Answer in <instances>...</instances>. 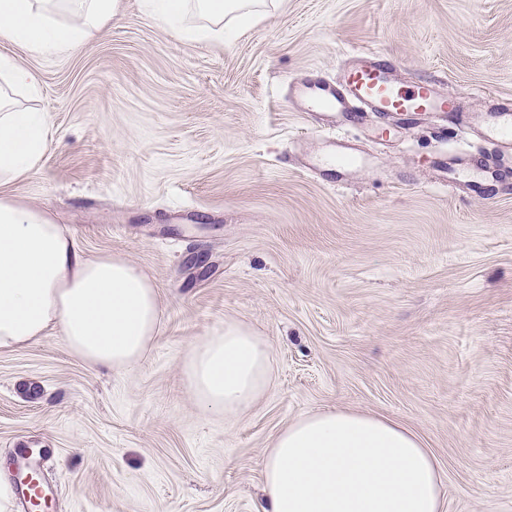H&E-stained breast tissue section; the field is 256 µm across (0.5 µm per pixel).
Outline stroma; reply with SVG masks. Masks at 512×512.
I'll return each mask as SVG.
<instances>
[{
	"label": "stroma",
	"mask_w": 512,
	"mask_h": 512,
	"mask_svg": "<svg viewBox=\"0 0 512 512\" xmlns=\"http://www.w3.org/2000/svg\"><path fill=\"white\" fill-rule=\"evenodd\" d=\"M371 50L472 114L512 102V0H276L232 42L175 38L119 0L71 55L34 56L39 169L12 183L87 256L153 277L162 322L133 371L88 365L59 331L0 351V478L37 470L47 512H256L266 453L340 408L418 433L445 512H512V175L469 187L493 145L433 113L324 163L291 81L336 80ZM454 170L446 183L445 167ZM236 320L268 338L273 382L236 422L204 412L181 363Z\"/></svg>",
	"instance_id": "35a3bbf8"
}]
</instances>
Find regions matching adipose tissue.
<instances>
[{"mask_svg": "<svg viewBox=\"0 0 512 512\" xmlns=\"http://www.w3.org/2000/svg\"><path fill=\"white\" fill-rule=\"evenodd\" d=\"M150 16L176 38L223 41L265 0H146ZM117 0H0V42L34 55L73 54L111 23ZM196 13L199 24L185 18ZM40 77L0 54V350L28 346L59 330L71 352L94 367L137 368L162 317L152 277L125 257H88L81 242L45 211L5 192L40 164L46 113L22 106ZM184 376L199 406L234 420L268 389L269 342L228 321L192 341ZM445 474L421 436L394 420L345 409L303 415L275 438L257 512H444Z\"/></svg>", "mask_w": 512, "mask_h": 512, "instance_id": "ef3b65f1", "label": "adipose tissue"}]
</instances>
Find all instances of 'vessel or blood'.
<instances>
[{
    "label": "vessel or blood",
    "mask_w": 512,
    "mask_h": 512,
    "mask_svg": "<svg viewBox=\"0 0 512 512\" xmlns=\"http://www.w3.org/2000/svg\"><path fill=\"white\" fill-rule=\"evenodd\" d=\"M296 92L305 111L322 114L332 127L366 112L382 117L445 113L459 121L466 113L459 101L438 94L429 83L398 81L391 68L370 51L358 54L340 81L303 85ZM479 130L483 140L494 145L497 162L512 159V103H491Z\"/></svg>",
    "instance_id": "1"
}]
</instances>
